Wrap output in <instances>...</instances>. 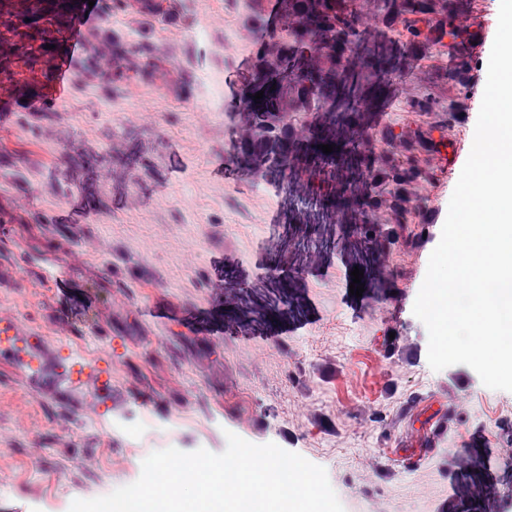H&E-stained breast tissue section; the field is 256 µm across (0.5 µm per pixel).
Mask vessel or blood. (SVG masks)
Instances as JSON below:
<instances>
[{
    "label": "vessel or blood",
    "instance_id": "vessel-or-blood-1",
    "mask_svg": "<svg viewBox=\"0 0 512 512\" xmlns=\"http://www.w3.org/2000/svg\"><path fill=\"white\" fill-rule=\"evenodd\" d=\"M99 14L95 8L90 15L77 17L70 23L69 51L51 62L49 80L41 94L44 104L56 105L69 94L77 63L86 53L88 19ZM0 357L9 359L36 391L56 395L81 389L86 393L85 404L99 408L107 406L111 399V381L105 362L86 359L76 352L63 357L59 352L46 350L42 336L3 314L0 315Z\"/></svg>",
    "mask_w": 512,
    "mask_h": 512
}]
</instances>
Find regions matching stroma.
<instances>
[{
    "mask_svg": "<svg viewBox=\"0 0 512 512\" xmlns=\"http://www.w3.org/2000/svg\"><path fill=\"white\" fill-rule=\"evenodd\" d=\"M69 95L44 112L41 82L0 94V314L108 361L111 410L80 393L35 394L0 361V512H69L135 482L165 439L214 453L226 432L323 467L344 512H512V392L469 366L432 370L413 305L460 168L419 158L406 223L388 206L360 224L371 186L353 155L317 156V136L441 130L467 156L496 0H473L482 50L451 118L410 112L428 68L362 112L292 116L288 163L257 166L232 80L253 61V0H170L154 13L101 0ZM220 110L204 136L199 117ZM71 113L68 126L57 123ZM165 231L145 250L146 230ZM364 292L350 293L352 269ZM451 411L441 448L418 444ZM150 421L137 444L112 431Z\"/></svg>",
    "mask_w": 512,
    "mask_h": 512,
    "instance_id": "35a3bbf8",
    "label": "stroma"
}]
</instances>
